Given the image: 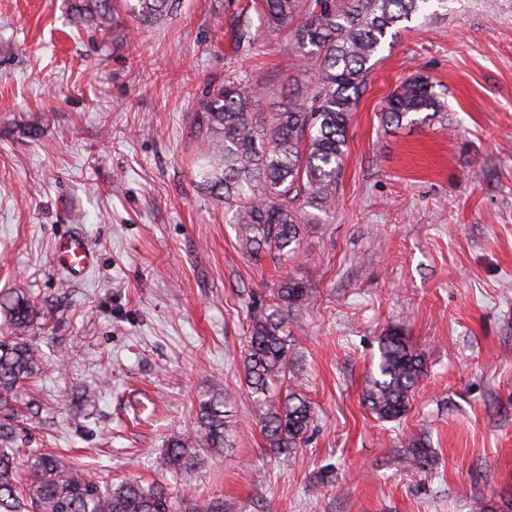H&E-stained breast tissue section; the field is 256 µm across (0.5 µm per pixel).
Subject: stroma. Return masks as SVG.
<instances>
[{
	"mask_svg": "<svg viewBox=\"0 0 512 512\" xmlns=\"http://www.w3.org/2000/svg\"><path fill=\"white\" fill-rule=\"evenodd\" d=\"M73 0H0V291L24 289L29 331L65 358L20 403L21 459L51 453L97 480L166 484L176 512H471L512 496V0H448L386 40L350 120L336 205L305 207L298 257L240 247L231 213L194 182L191 116L244 66L272 112L298 77L291 37L231 53L239 0H181L141 30L116 5L107 36ZM423 77L446 110L387 128L384 101ZM86 237L72 279L55 243ZM310 290L289 323L292 373L315 420L274 453L239 369L251 316L283 278ZM401 329L426 361L409 412L362 401L378 341ZM232 393L223 454L190 473L153 459L193 431L214 379ZM433 450L410 466L411 444ZM94 252L82 235H70L56 242L53 261L56 267L70 276H81L92 266Z\"/></svg>",
	"mask_w": 512,
	"mask_h": 512,
	"instance_id": "35a3bbf8",
	"label": "stroma"
}]
</instances>
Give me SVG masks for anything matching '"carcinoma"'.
Instances as JSON below:
<instances>
[{
  "mask_svg": "<svg viewBox=\"0 0 512 512\" xmlns=\"http://www.w3.org/2000/svg\"><path fill=\"white\" fill-rule=\"evenodd\" d=\"M106 32L112 0H79ZM447 0H246L231 17L235 52L248 55L263 34L291 31L300 72L309 88L290 93L279 109L257 111L258 92L247 75L232 73L208 85L193 117L194 177L215 200L234 212L241 248L250 256L269 253L281 264L296 257L302 239V209L332 207L346 156L351 116L363 93L372 60L387 37L405 22L427 17ZM180 0H125L135 21L156 22L178 11ZM445 111L435 85L412 78L392 92L386 123H424ZM309 298V288L286 278L272 303L251 317L241 364L270 448L287 457L304 441L315 419L311 402L288 384L295 339L288 320ZM10 332L0 336V512H174L162 484L128 480L105 484L88 478L52 454L21 469L14 445L19 437L20 391L41 373L44 355L27 332L35 306L21 290L0 301ZM376 374L364 404L381 421H397L408 410L426 371L423 356L400 330L380 337ZM230 395L218 382L198 404V428L172 438L155 460L158 470L183 473L199 452H224L229 445ZM432 449L414 443L407 462L423 468Z\"/></svg>",
  "mask_w": 512,
  "mask_h": 512,
  "instance_id": "cac0c4a2",
  "label": "carcinoma"
}]
</instances>
